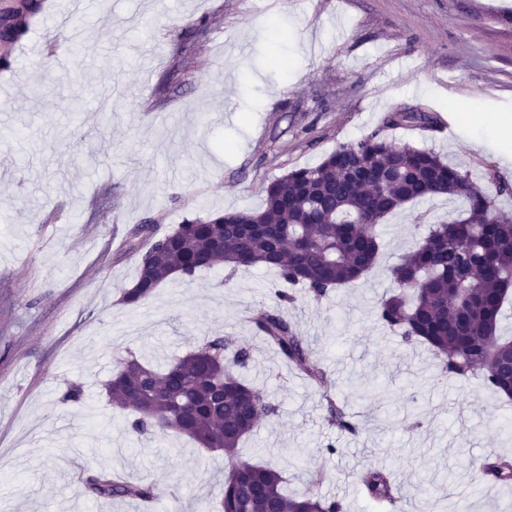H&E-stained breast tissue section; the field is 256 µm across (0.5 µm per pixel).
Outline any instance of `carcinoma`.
<instances>
[{"label": "carcinoma", "instance_id": "obj_1", "mask_svg": "<svg viewBox=\"0 0 512 512\" xmlns=\"http://www.w3.org/2000/svg\"><path fill=\"white\" fill-rule=\"evenodd\" d=\"M431 127L424 113L397 112L387 124ZM434 196L465 203L459 217L434 224L390 269L396 289L381 300L378 320L398 331L406 344H426L450 378L480 379L512 398L498 355L512 349V338L498 333L504 303L512 288V217L500 214L494 199L470 173L448 165L429 149L397 148L374 133L339 146L320 164L289 171L265 187L262 208L213 213L185 219L153 239L138 254L137 276L121 301L138 306L168 281L193 276L217 263L235 270L278 269L289 290L281 301L317 303L371 269L379 252L377 226L405 204ZM271 349L317 387L327 379L304 339L280 310H262L252 319ZM251 360L232 336H215L163 369L134 355L121 360L107 383L118 407L129 411L128 431L135 436L170 431L200 447L224 453L230 463L220 512H343L327 497L290 496L280 470L240 463L237 448L260 420L278 407L246 384L236 370ZM326 420L355 434L358 424L332 400ZM486 474L497 482L512 479V461L499 458ZM368 496L390 501L397 487L385 468L363 481ZM93 498L152 501L157 488L140 480L114 478L106 471L87 477Z\"/></svg>", "mask_w": 512, "mask_h": 512}]
</instances>
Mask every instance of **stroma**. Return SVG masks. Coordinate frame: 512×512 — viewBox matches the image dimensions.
I'll list each match as a JSON object with an SVG mask.
<instances>
[{
    "label": "stroma",
    "mask_w": 512,
    "mask_h": 512,
    "mask_svg": "<svg viewBox=\"0 0 512 512\" xmlns=\"http://www.w3.org/2000/svg\"><path fill=\"white\" fill-rule=\"evenodd\" d=\"M41 2L0 71V512H129L86 494L100 470L154 484L160 512H217L223 455L129 434L104 389L128 354L162 365L214 336L250 350L244 376L278 407L239 458L283 470L288 493L386 512L362 493L383 466L405 512H512V483L482 473L512 458V400L448 378L377 320L390 266L461 202L389 216L375 267L319 303L283 305L275 271L221 264L139 308L120 301L140 225L159 237L259 209L271 181L374 132L504 185L496 205L512 213V138L491 126L512 117V0H90L75 21L69 0ZM418 110L442 128L385 123ZM105 194L109 212L94 214ZM277 308L326 367L323 387L253 329V313ZM75 382L83 399L63 402ZM330 400L357 416L358 435L328 424Z\"/></svg>",
    "instance_id": "obj_1"
}]
</instances>
